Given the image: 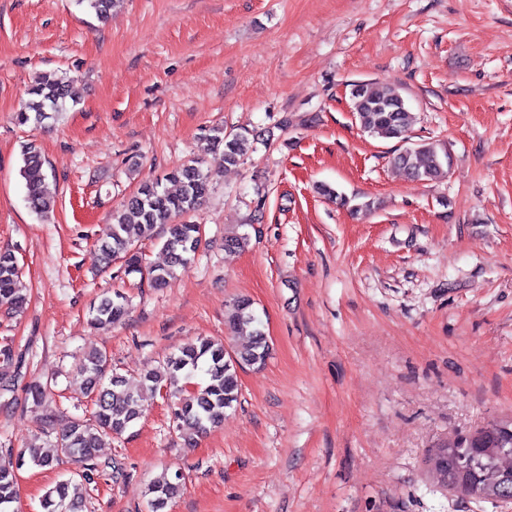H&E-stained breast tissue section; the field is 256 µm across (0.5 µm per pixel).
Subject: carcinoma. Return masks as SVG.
Here are the masks:
<instances>
[{
  "instance_id": "1",
  "label": "carcinoma",
  "mask_w": 512,
  "mask_h": 512,
  "mask_svg": "<svg viewBox=\"0 0 512 512\" xmlns=\"http://www.w3.org/2000/svg\"><path fill=\"white\" fill-rule=\"evenodd\" d=\"M26 100L16 115L18 123L36 126L56 119L58 112L72 97L71 81L64 75L39 77L27 90ZM355 121L372 135L387 139H406L413 121L412 112L396 90L373 84L367 88L354 84L350 91ZM212 148L224 153V165L233 166L244 160L252 150L253 140L247 131L211 129ZM394 164L410 178L439 181L448 176L451 165L449 149L440 143L424 142L393 157ZM20 175L25 185V200L38 215H47L56 202L55 185L49 179L45 161L33 144L22 148ZM178 183L175 193L167 191L160 181L148 182L113 214L111 240L99 249L104 263L125 260L127 274L147 275L154 288H163L177 273L187 271L202 243V229L186 217L196 211L209 192L210 175L195 165H183L166 175ZM317 190L341 207L368 209L371 203L351 204V199L328 184ZM162 229L163 248L168 262L162 267H145L137 249L140 239L153 236ZM27 303L26 289L16 256L0 252V305L17 312ZM129 298L116 292L103 298L93 308L92 322L113 325L127 315ZM228 322L235 330L249 331L251 340L230 353L218 340L200 338L180 348L166 359L164 371L146 369L140 375L143 385L165 390L174 399L176 428L189 440L224 420L227 409L238 402V369L261 365L269 350L266 336L254 327L253 302L246 297L232 304ZM22 364L12 346L0 347V390L12 392L22 377ZM76 371L82 377L87 395L95 406L92 418L71 417L53 442V452L41 451L37 442L29 443L20 453L19 461L29 459L38 467H54L66 458L78 466L75 476L59 481L42 498V512H84L85 500L71 491L75 478L89 483L93 476L104 474L113 480L122 479L125 471L115 459L101 461L97 451L104 438L121 435L143 416L144 406L139 394L125 376L109 372V356L103 349L85 353L78 359ZM202 380L186 393L179 383L189 382L197 375ZM27 394L35 406L45 404L51 394V383L35 381ZM428 471L436 484L475 500L497 502L512 492V422H493L468 435H458L433 448L426 458ZM11 457H0V512H17L19 489ZM184 489L183 477L176 473L164 475L149 484V512H165L169 502Z\"/></svg>"
}]
</instances>
